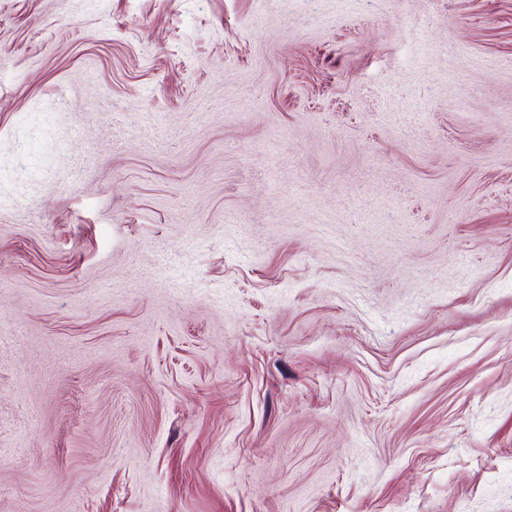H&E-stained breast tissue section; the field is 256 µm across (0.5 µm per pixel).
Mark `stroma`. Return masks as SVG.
I'll return each mask as SVG.
<instances>
[{"label":"stroma","mask_w":512,"mask_h":512,"mask_svg":"<svg viewBox=\"0 0 512 512\" xmlns=\"http://www.w3.org/2000/svg\"><path fill=\"white\" fill-rule=\"evenodd\" d=\"M0 512H512V0H0Z\"/></svg>","instance_id":"stroma-1"}]
</instances>
